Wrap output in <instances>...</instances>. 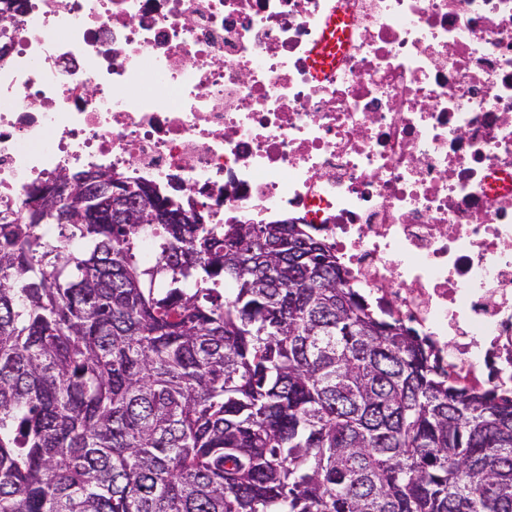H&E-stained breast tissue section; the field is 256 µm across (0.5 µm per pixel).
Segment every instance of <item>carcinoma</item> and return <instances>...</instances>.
Wrapping results in <instances>:
<instances>
[{
  "label": "carcinoma",
  "mask_w": 512,
  "mask_h": 512,
  "mask_svg": "<svg viewBox=\"0 0 512 512\" xmlns=\"http://www.w3.org/2000/svg\"><path fill=\"white\" fill-rule=\"evenodd\" d=\"M86 176L0 207V512H512V392L460 386L312 225Z\"/></svg>",
  "instance_id": "carcinoma-1"
}]
</instances>
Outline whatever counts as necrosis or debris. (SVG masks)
Instances as JSON below:
<instances>
[{
    "label": "necrosis or debris",
    "instance_id": "obj_1",
    "mask_svg": "<svg viewBox=\"0 0 512 512\" xmlns=\"http://www.w3.org/2000/svg\"><path fill=\"white\" fill-rule=\"evenodd\" d=\"M18 5L0 202L109 169L205 204L217 232L313 225L460 384L512 382V0Z\"/></svg>",
    "mask_w": 512,
    "mask_h": 512
}]
</instances>
